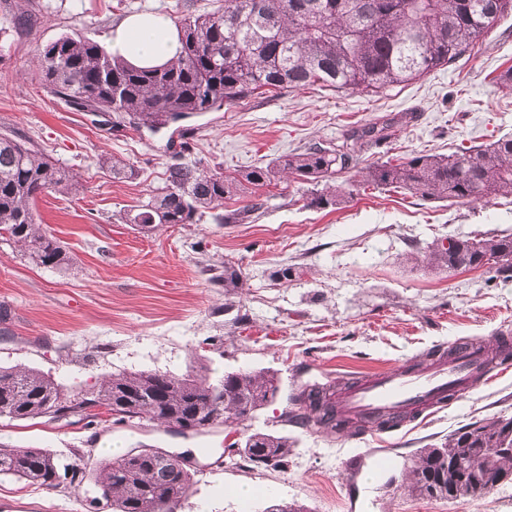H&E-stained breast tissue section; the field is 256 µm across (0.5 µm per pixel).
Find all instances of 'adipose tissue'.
Listing matches in <instances>:
<instances>
[{
	"mask_svg": "<svg viewBox=\"0 0 512 512\" xmlns=\"http://www.w3.org/2000/svg\"><path fill=\"white\" fill-rule=\"evenodd\" d=\"M112 53L136 67H155L174 60L179 40L173 23L160 14H140L112 31Z\"/></svg>",
	"mask_w": 512,
	"mask_h": 512,
	"instance_id": "obj_1",
	"label": "adipose tissue"
}]
</instances>
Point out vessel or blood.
<instances>
[{"mask_svg":"<svg viewBox=\"0 0 512 512\" xmlns=\"http://www.w3.org/2000/svg\"><path fill=\"white\" fill-rule=\"evenodd\" d=\"M507 365L487 356L484 347L459 344L452 356L427 367H401L358 376L348 384L341 403L350 414L398 417L419 408H442L451 393L469 390L506 373Z\"/></svg>","mask_w":512,"mask_h":512,"instance_id":"b4317fda","label":"vessel or blood"}]
</instances>
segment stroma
I'll return each instance as SVG.
<instances>
[{
    "mask_svg": "<svg viewBox=\"0 0 512 512\" xmlns=\"http://www.w3.org/2000/svg\"><path fill=\"white\" fill-rule=\"evenodd\" d=\"M221 0H0V22L21 17L0 50V135L30 142L73 170L78 191L39 194L36 214L75 259L65 272L31 265L0 241V365L40 370L76 394L123 371L182 374L204 364L210 380L241 368L276 374L284 396L261 410L252 429L288 436L284 469L255 467L224 453L228 426L180 434L145 419L90 422L0 419V444L44 448L63 464L82 455L95 467L99 445L196 453L191 493L175 512H265L297 503L307 512H512V481L463 504L418 500L404 469L369 482L348 465L380 450L411 457L451 432L512 415V371L475 386L424 421L358 435L306 431L281 423L286 395L411 361L461 342L512 333V280L480 268L447 272L409 259L448 236L512 235V197L481 204L424 201L398 190L358 185L336 209L308 207L311 187L284 182L266 189L264 207L239 224L224 223L233 201L196 224L149 233L122 216L162 185L178 163L242 173L314 143L333 144L351 128L408 112L398 138L363 155L395 161L417 152L449 153L512 134V95L496 76L512 66V14L447 67L382 93L309 86L256 95L240 107L208 112L152 131L115 114L68 106L43 91L39 48L77 28L108 45L127 16L170 19L210 12ZM116 157L137 171L113 179L102 161ZM244 277L224 285V268ZM291 268L283 279L279 270ZM251 488L248 500L236 491ZM86 489L60 491L0 476V512H112L92 505Z\"/></svg>",
    "mask_w": 512,
    "mask_h": 512,
    "instance_id": "35a3bbf8",
    "label": "stroma"
}]
</instances>
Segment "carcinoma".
Masks as SVG:
<instances>
[{"instance_id":"carcinoma-1","label":"carcinoma","mask_w":512,"mask_h":512,"mask_svg":"<svg viewBox=\"0 0 512 512\" xmlns=\"http://www.w3.org/2000/svg\"><path fill=\"white\" fill-rule=\"evenodd\" d=\"M512 0H224L217 9L175 21L176 59L138 68L112 55L75 29L44 46L38 58L41 85L66 104L114 112L134 128H156L171 119L231 108L261 92L320 84L336 92L383 93L420 79L469 51L504 15ZM411 116L401 113L380 126L348 133L336 146L310 145L237 174L195 163L168 168L129 223L143 232L164 224H194L196 216L233 197L243 208L224 215L236 224L263 208L255 189L300 181L316 187L308 205L334 208L346 196L337 175L355 172L360 183L403 189L423 200L467 204L512 196V137L504 135L448 155L416 154L405 161L363 163L366 147L397 138ZM78 176L42 153L0 136V239L28 262L61 270L72 261L60 240L38 223L39 193L77 190ZM512 235L448 237L428 247V265L450 272L488 266L512 279ZM280 393L268 370H235L214 382L188 370L114 374L89 390L68 395L36 370L0 366V418L52 420L99 418L104 408L118 422L145 418L154 424L201 433L234 420L250 421ZM282 421L305 430L336 432L361 427L343 416L329 389L313 387L288 398ZM241 458L256 466L284 468L288 437L244 432ZM196 470L154 453L126 452L89 471L63 468L43 448H0V475L48 489L85 482L112 503L113 512H173L186 498ZM512 479V416L461 427L444 442L418 450L406 468L408 493L422 500L469 503Z\"/></svg>"}]
</instances>
